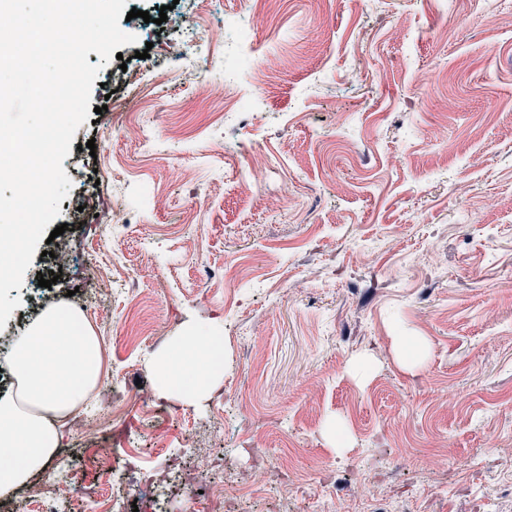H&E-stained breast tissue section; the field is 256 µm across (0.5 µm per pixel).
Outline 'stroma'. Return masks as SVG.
Segmentation results:
<instances>
[{"label": "stroma", "instance_id": "stroma-1", "mask_svg": "<svg viewBox=\"0 0 512 512\" xmlns=\"http://www.w3.org/2000/svg\"><path fill=\"white\" fill-rule=\"evenodd\" d=\"M250 3L127 0L138 42L99 73V120L63 161L69 256L38 243L0 353L65 303L99 338L101 388L151 394L154 356L186 323L218 320L223 384L195 407L169 401L136 442L143 468L207 488L187 429L212 458L234 455L226 485L263 470L237 512H512V0H277L235 79L277 64L265 118L223 127L224 47ZM205 31L211 50L155 79ZM111 92L125 112L105 110ZM228 153L288 180L243 184ZM399 336L427 341L423 369L400 366ZM98 419H112L101 396L64 429L71 512L112 486L88 455L112 444Z\"/></svg>", "mask_w": 512, "mask_h": 512}]
</instances>
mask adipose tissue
Returning <instances> with one entry per match:
<instances>
[{"label":"adipose tissue","instance_id":"ef3b65f1","mask_svg":"<svg viewBox=\"0 0 512 512\" xmlns=\"http://www.w3.org/2000/svg\"><path fill=\"white\" fill-rule=\"evenodd\" d=\"M7 360L14 389L0 397V499L45 472L66 418L94 402L102 375L99 339L68 306L27 324ZM155 376L157 394L184 405L211 394L224 380L222 324H188L157 356Z\"/></svg>","mask_w":512,"mask_h":512}]
</instances>
